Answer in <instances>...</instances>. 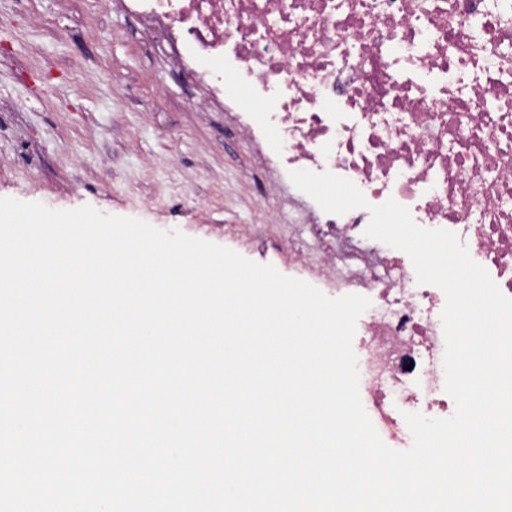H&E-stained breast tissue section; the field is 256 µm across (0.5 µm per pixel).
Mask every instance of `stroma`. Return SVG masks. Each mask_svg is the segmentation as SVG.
<instances>
[{
    "label": "stroma",
    "instance_id": "stroma-1",
    "mask_svg": "<svg viewBox=\"0 0 512 512\" xmlns=\"http://www.w3.org/2000/svg\"><path fill=\"white\" fill-rule=\"evenodd\" d=\"M60 2L0 0V197L88 204L287 273L297 210L257 202L252 150L223 113L191 108L130 17Z\"/></svg>",
    "mask_w": 512,
    "mask_h": 512
}]
</instances>
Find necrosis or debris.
Listing matches in <instances>:
<instances>
[{
  "mask_svg": "<svg viewBox=\"0 0 512 512\" xmlns=\"http://www.w3.org/2000/svg\"><path fill=\"white\" fill-rule=\"evenodd\" d=\"M165 44L254 148L268 199L290 171H330L369 203L464 243L512 296V0H112ZM256 100L258 110L242 105ZM294 269L330 297L371 299L353 349L363 406L386 445L411 447L404 413L447 418L443 291L401 250L366 238L370 214L325 213L298 193Z\"/></svg>",
  "mask_w": 512,
  "mask_h": 512,
  "instance_id": "1",
  "label": "necrosis or debris"
}]
</instances>
